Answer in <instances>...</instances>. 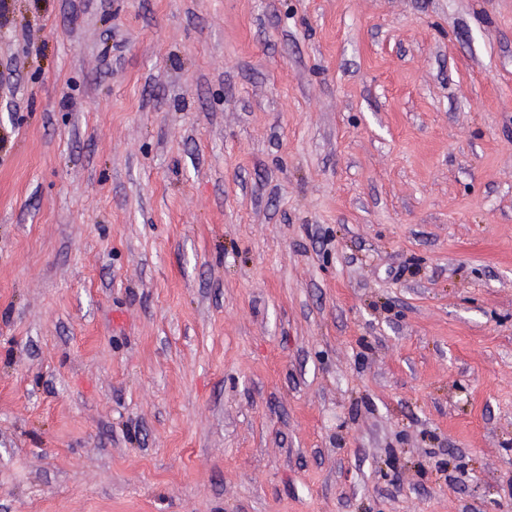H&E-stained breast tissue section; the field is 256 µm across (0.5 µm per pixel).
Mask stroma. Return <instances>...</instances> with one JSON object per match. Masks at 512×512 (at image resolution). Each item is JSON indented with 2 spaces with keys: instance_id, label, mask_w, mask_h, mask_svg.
<instances>
[{
  "instance_id": "35a3bbf8",
  "label": "stroma",
  "mask_w": 512,
  "mask_h": 512,
  "mask_svg": "<svg viewBox=\"0 0 512 512\" xmlns=\"http://www.w3.org/2000/svg\"><path fill=\"white\" fill-rule=\"evenodd\" d=\"M0 512H512V0H8Z\"/></svg>"
}]
</instances>
